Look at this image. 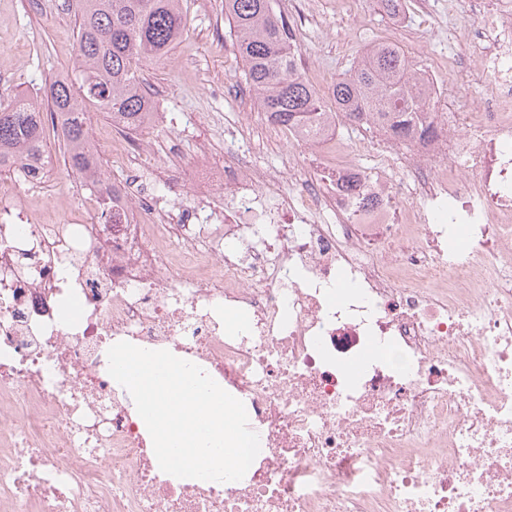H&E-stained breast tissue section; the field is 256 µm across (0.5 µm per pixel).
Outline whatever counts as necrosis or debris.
Returning a JSON list of instances; mask_svg holds the SVG:
<instances>
[{
	"mask_svg": "<svg viewBox=\"0 0 512 512\" xmlns=\"http://www.w3.org/2000/svg\"><path fill=\"white\" fill-rule=\"evenodd\" d=\"M470 6L486 91L463 112L428 79L433 132L375 173L362 137L254 112L281 167L203 140L140 176L157 106L93 150L125 181L38 211L51 163L0 177V512H512V0ZM121 341L243 402L241 480L160 469L108 373Z\"/></svg>",
	"mask_w": 512,
	"mask_h": 512,
	"instance_id": "obj_1",
	"label": "necrosis or debris"
}]
</instances>
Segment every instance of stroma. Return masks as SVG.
Returning <instances> with one entry per match:
<instances>
[{
    "label": "stroma",
    "mask_w": 512,
    "mask_h": 512,
    "mask_svg": "<svg viewBox=\"0 0 512 512\" xmlns=\"http://www.w3.org/2000/svg\"><path fill=\"white\" fill-rule=\"evenodd\" d=\"M280 0L299 34L303 55L318 72L348 71L376 40H391L423 71L444 63L458 110L473 109L479 86L460 82L454 59L472 64L467 35L475 24L468 12L448 0L409 5L400 26H393L376 0L355 9L353 0ZM187 36L162 62L144 72L154 99L168 114L167 132L151 151L159 164L188 163L197 135L216 150L243 139L260 140L246 113L257 105L243 76L224 26V0H181ZM77 58L76 20L70 0H0V92L33 90L73 73Z\"/></svg>",
    "instance_id": "stroma-1"
}]
</instances>
